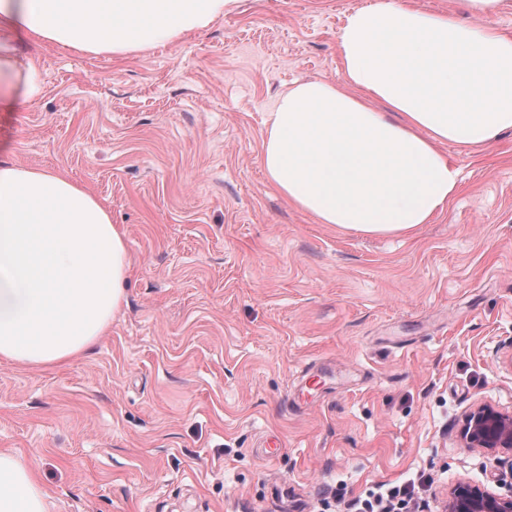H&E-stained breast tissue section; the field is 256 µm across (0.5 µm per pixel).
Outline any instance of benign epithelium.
Wrapping results in <instances>:
<instances>
[{"label": "benign epithelium", "mask_w": 512, "mask_h": 512, "mask_svg": "<svg viewBox=\"0 0 512 512\" xmlns=\"http://www.w3.org/2000/svg\"><path fill=\"white\" fill-rule=\"evenodd\" d=\"M460 438L467 448L512 458V412L477 405L463 416ZM443 512H512V493L503 495L461 481L448 492Z\"/></svg>", "instance_id": "benign-epithelium-1"}]
</instances>
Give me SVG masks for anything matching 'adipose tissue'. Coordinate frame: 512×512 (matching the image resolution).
Wrapping results in <instances>:
<instances>
[{"instance_id": "obj_1", "label": "adipose tissue", "mask_w": 512, "mask_h": 512, "mask_svg": "<svg viewBox=\"0 0 512 512\" xmlns=\"http://www.w3.org/2000/svg\"><path fill=\"white\" fill-rule=\"evenodd\" d=\"M232 0H0V100L36 92L14 38L93 54L170 44ZM342 78L306 81L268 114L271 184L317 223L411 235L445 210L459 171L444 144L512 131V37L371 0L337 34ZM128 275L121 229L66 175L0 160V359L65 364L94 346ZM33 464L0 451V512H49Z\"/></svg>"}]
</instances>
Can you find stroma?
Here are the masks:
<instances>
[{
  "instance_id": "obj_1",
  "label": "stroma",
  "mask_w": 512,
  "mask_h": 512,
  "mask_svg": "<svg viewBox=\"0 0 512 512\" xmlns=\"http://www.w3.org/2000/svg\"><path fill=\"white\" fill-rule=\"evenodd\" d=\"M366 2L235 0L125 55L24 43L38 91L0 111V158L87 189L129 264L87 353L0 360V451L34 463L51 512H354L419 478L415 512H442L461 481L512 489V464L459 435L477 404L512 411V133L443 146L457 193L406 238L316 223L262 165L268 111L339 79ZM411 3L512 33V0L488 20Z\"/></svg>"
}]
</instances>
